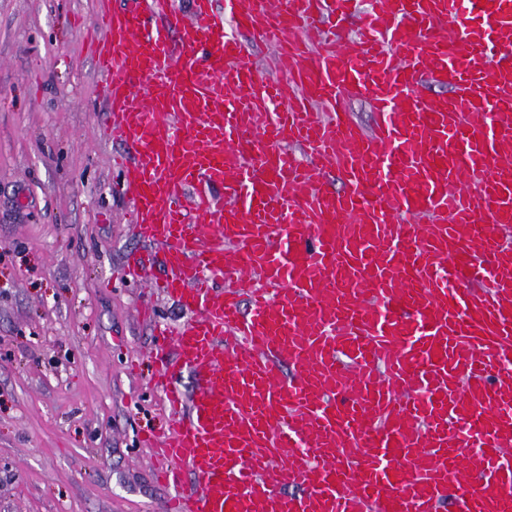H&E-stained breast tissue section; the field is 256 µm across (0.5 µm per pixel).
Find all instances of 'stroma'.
I'll return each mask as SVG.
<instances>
[{
    "label": "stroma",
    "instance_id": "obj_1",
    "mask_svg": "<svg viewBox=\"0 0 512 512\" xmlns=\"http://www.w3.org/2000/svg\"><path fill=\"white\" fill-rule=\"evenodd\" d=\"M97 8L0 0V512H161L174 493L140 436L169 424L151 379L173 344L158 331L189 315L145 287L165 249L139 237L119 145L97 134ZM132 252L144 273L127 270Z\"/></svg>",
    "mask_w": 512,
    "mask_h": 512
}]
</instances>
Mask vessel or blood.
Instances as JSON below:
<instances>
[{
	"instance_id": "1",
	"label": "vessel or blood",
	"mask_w": 512,
	"mask_h": 512,
	"mask_svg": "<svg viewBox=\"0 0 512 512\" xmlns=\"http://www.w3.org/2000/svg\"><path fill=\"white\" fill-rule=\"evenodd\" d=\"M132 2L100 8L92 56L99 135L167 250L153 287L191 315L157 478L197 490L164 512H512V0H369L352 35L355 0ZM225 27L237 39L243 41L251 51L250 60L263 69H271L274 62L275 51L268 45H256L251 41V36L246 31L237 30L231 18H225ZM354 121L367 133L371 132L378 121V115L373 112L363 97L354 99L350 105Z\"/></svg>"
}]
</instances>
